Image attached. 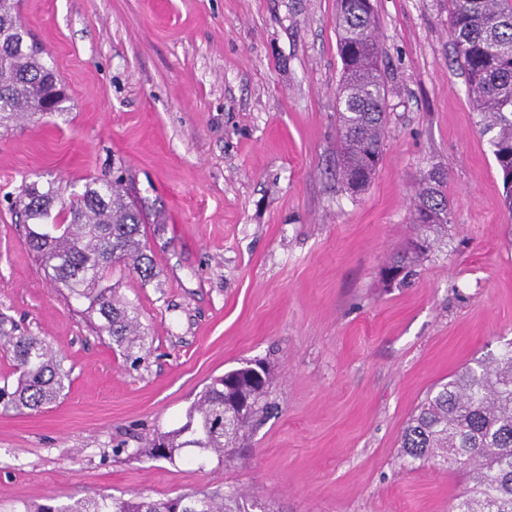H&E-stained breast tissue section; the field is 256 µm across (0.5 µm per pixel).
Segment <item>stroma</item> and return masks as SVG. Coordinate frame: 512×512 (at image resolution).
Masks as SVG:
<instances>
[{
    "mask_svg": "<svg viewBox=\"0 0 512 512\" xmlns=\"http://www.w3.org/2000/svg\"><path fill=\"white\" fill-rule=\"evenodd\" d=\"M387 85L371 182L338 175L336 0H19L68 99L0 136V315L71 384L0 414V502L238 490L270 512H448L465 474L400 456L428 389L512 340V215L467 92L448 0H372ZM442 170L448 228L403 284L415 191ZM122 171L147 202L151 280L122 265L148 354L131 363L54 288L5 201ZM264 362L243 454L204 467L115 454L168 431L211 378Z\"/></svg>",
    "mask_w": 512,
    "mask_h": 512,
    "instance_id": "1",
    "label": "stroma"
}]
</instances>
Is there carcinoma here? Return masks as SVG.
I'll use <instances>...</instances> for the list:
<instances>
[{
	"mask_svg": "<svg viewBox=\"0 0 512 512\" xmlns=\"http://www.w3.org/2000/svg\"><path fill=\"white\" fill-rule=\"evenodd\" d=\"M450 33L468 96L502 177L512 213V0H449ZM17 0H0V130L19 119L64 111L66 96L55 70L27 41ZM336 30L342 78L338 91L341 164L339 177L353 193L375 175L387 123V88L378 65L379 33L371 0H337ZM444 179H427L416 190L414 223L434 231L447 228ZM24 217L26 241L53 285L87 303L106 335L137 362L147 355L139 334V311L112 295L108 273L123 264L146 280L155 276L146 254L143 206L127 199L120 178H89L80 193L63 198L55 183L31 181L10 203ZM411 243L390 268L412 275L420 256L433 247L428 237ZM0 350L11 354L17 383L0 384V411H38L56 401L71 382L46 338L0 320ZM269 376L254 362L215 377L188 409L185 422L157 433L145 445L125 449L136 460L175 462L194 448L196 462L218 460L236 447L254 416L264 410ZM410 464L437 460L469 473L465 490L448 512H512V346L476 360L436 383L408 418L400 438ZM270 512L236 492L197 489L164 499L101 495L66 506L14 503L8 512Z\"/></svg>",
	"mask_w": 512,
	"mask_h": 512,
	"instance_id": "obj_1",
	"label": "carcinoma"
}]
</instances>
